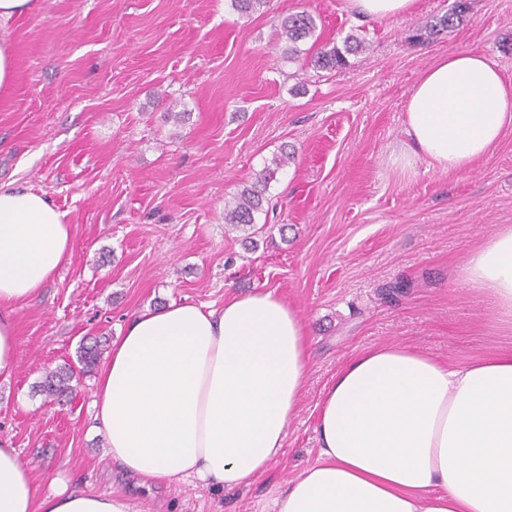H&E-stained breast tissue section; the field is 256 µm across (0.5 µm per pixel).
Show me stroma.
<instances>
[{
  "label": "stroma",
  "mask_w": 512,
  "mask_h": 512,
  "mask_svg": "<svg viewBox=\"0 0 512 512\" xmlns=\"http://www.w3.org/2000/svg\"><path fill=\"white\" fill-rule=\"evenodd\" d=\"M453 2L365 19L345 0H270L249 18L230 0H31L0 26L17 63L0 94V182L45 191L73 226L69 261L14 308L16 366L0 377V444L42 492L127 491L141 512H268L315 461L316 405L351 356L406 344L460 365L512 350L492 296L460 278L470 253L512 226V129L464 173L422 163L407 178L389 163L430 62L476 49L512 80V0H469L458 27L415 40ZM303 9L322 40L356 31L365 49L333 70L288 60L277 31ZM174 101L188 113L179 124ZM283 149L294 158L248 246L224 202ZM258 289L307 323L310 366L283 456L239 490L139 487L109 459L94 375L61 404L39 390L82 343L111 347L144 309H218Z\"/></svg>",
  "instance_id": "35a3bbf8"
}]
</instances>
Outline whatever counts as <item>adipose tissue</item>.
Here are the masks:
<instances>
[{
  "mask_svg": "<svg viewBox=\"0 0 512 512\" xmlns=\"http://www.w3.org/2000/svg\"><path fill=\"white\" fill-rule=\"evenodd\" d=\"M512 126V83L494 61L457 50L425 69L405 106L390 164L468 170ZM73 231L42 191L0 183V375L17 333L10 312L69 260ZM512 322V226L462 269ZM308 329L271 290L221 309L171 303L135 315L95 380L108 454L141 486L188 480L225 491L283 453L310 361ZM316 460L280 487L275 512H512V351L461 366L406 345L367 348L342 365L316 406ZM0 512H139L136 499L38 491L31 466L0 446Z\"/></svg>",
  "mask_w": 512,
  "mask_h": 512,
  "instance_id": "ef3b65f1",
  "label": "adipose tissue"
}]
</instances>
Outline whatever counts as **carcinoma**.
I'll use <instances>...</instances> for the list:
<instances>
[{
  "label": "carcinoma",
  "instance_id": "obj_1",
  "mask_svg": "<svg viewBox=\"0 0 512 512\" xmlns=\"http://www.w3.org/2000/svg\"><path fill=\"white\" fill-rule=\"evenodd\" d=\"M231 5L241 16L250 17L263 11L268 5V0H231ZM469 9L468 0H454L448 9V14L441 16L438 22L427 25L418 30L415 39L422 40L431 35L438 27L453 28L463 21ZM317 17L312 13L302 10L291 13L281 21L278 36L285 43L284 52L288 59L296 60L308 53L301 48V44L310 40L311 47L315 48L311 56V62L316 69H333L346 64L345 54L356 52L365 47V41L359 35L350 33L345 36L343 46L324 43L317 45L319 36ZM294 159V155L287 150H281L280 154L272 157L270 163L256 175L255 181L244 186L224 203V223L234 230L251 232L255 235V229L259 214L264 211L263 203L266 200L270 183L276 178L280 169L287 166ZM103 349L99 342L85 345L79 351L80 369L73 366H62L46 374L39 388L46 398L51 401H61L73 390L72 380L77 375L90 373L100 359Z\"/></svg>",
  "mask_w": 512,
  "mask_h": 512
}]
</instances>
